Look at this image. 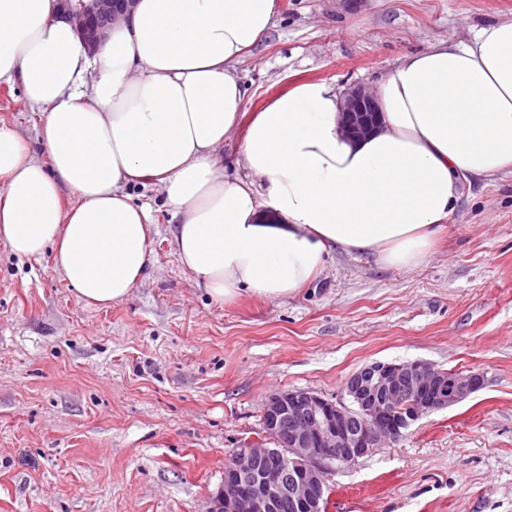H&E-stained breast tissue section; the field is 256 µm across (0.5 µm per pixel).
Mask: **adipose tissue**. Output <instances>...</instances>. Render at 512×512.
<instances>
[{"instance_id":"adipose-tissue-1","label":"adipose tissue","mask_w":512,"mask_h":512,"mask_svg":"<svg viewBox=\"0 0 512 512\" xmlns=\"http://www.w3.org/2000/svg\"><path fill=\"white\" fill-rule=\"evenodd\" d=\"M277 0H137L89 50L58 0H0V83L42 113L37 161L0 125V240L52 252L78 301L127 299L155 263L129 185H162L178 260L218 304L296 295L336 251L425 264L462 180L512 172V21L405 54L375 95L383 128H341L342 99L304 81L247 110L236 67ZM243 130L224 173V140ZM71 204H64V194Z\"/></svg>"}]
</instances>
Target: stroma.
Segmentation results:
<instances>
[{
  "label": "stroma",
  "instance_id": "obj_1",
  "mask_svg": "<svg viewBox=\"0 0 512 512\" xmlns=\"http://www.w3.org/2000/svg\"><path fill=\"white\" fill-rule=\"evenodd\" d=\"M278 2L238 68L252 110L302 80L375 87L404 54L512 20V0ZM21 96L0 85V124L35 150ZM129 192L157 263L112 307L0 243V512H204L269 395L333 398L366 363L417 359L484 386L337 470L327 512H512V174L464 185L418 268L336 253L296 296L226 306L180 265L160 188Z\"/></svg>",
  "mask_w": 512,
  "mask_h": 512
}]
</instances>
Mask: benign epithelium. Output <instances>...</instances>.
Returning a JSON list of instances; mask_svg holds the SVG:
<instances>
[{"label": "benign epithelium", "mask_w": 512, "mask_h": 512, "mask_svg": "<svg viewBox=\"0 0 512 512\" xmlns=\"http://www.w3.org/2000/svg\"><path fill=\"white\" fill-rule=\"evenodd\" d=\"M85 45L94 50L133 0H59ZM342 127L364 137L379 127L374 92L349 87ZM482 374L445 370L417 359L374 361L353 372L339 395L328 399L304 389H282L262 411L263 432L275 447L254 440L232 450L224 483L205 512H324L330 480L349 466L405 436L415 422L479 391Z\"/></svg>", "instance_id": "1"}]
</instances>
